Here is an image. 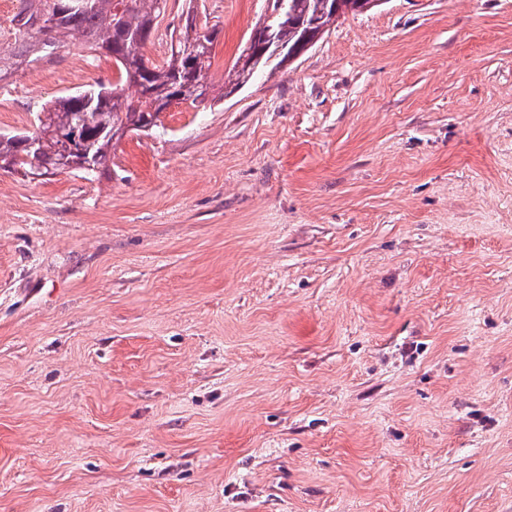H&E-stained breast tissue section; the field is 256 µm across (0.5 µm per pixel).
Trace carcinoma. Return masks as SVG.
I'll use <instances>...</instances> for the list:
<instances>
[{
	"instance_id": "obj_1",
	"label": "carcinoma",
	"mask_w": 512,
	"mask_h": 512,
	"mask_svg": "<svg viewBox=\"0 0 512 512\" xmlns=\"http://www.w3.org/2000/svg\"><path fill=\"white\" fill-rule=\"evenodd\" d=\"M10 39L0 50V76L42 59L51 58L70 40H79L91 52L112 57L121 81L108 87L99 85L81 93L56 99L42 109L45 119H37L34 131L0 135V163L11 160L12 170H29L32 161L54 167L62 159H73L74 169L92 180L106 168L112 150L113 129L137 132L158 127L159 115L174 103L197 111L216 101L210 69L218 31H199L193 9H187L186 22L168 58L155 64L144 54L151 42L160 4L167 0H19ZM369 0H288V10L272 21L276 37L288 49L302 55L308 51L302 42L311 20L327 33L336 19L358 12ZM270 53L250 40L233 64L224 71V95L252 81L263 70L275 71L281 62H269ZM89 118L84 126V153L64 154L57 132ZM37 144L28 148V139Z\"/></svg>"
}]
</instances>
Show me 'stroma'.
<instances>
[{"instance_id":"1","label":"stroma","mask_w":512,"mask_h":512,"mask_svg":"<svg viewBox=\"0 0 512 512\" xmlns=\"http://www.w3.org/2000/svg\"><path fill=\"white\" fill-rule=\"evenodd\" d=\"M267 0H199L211 80ZM113 79L61 49L0 132ZM107 170L0 171V512H512V0H383Z\"/></svg>"}]
</instances>
